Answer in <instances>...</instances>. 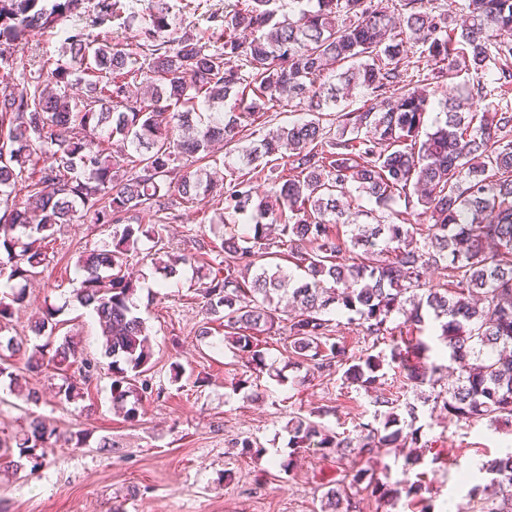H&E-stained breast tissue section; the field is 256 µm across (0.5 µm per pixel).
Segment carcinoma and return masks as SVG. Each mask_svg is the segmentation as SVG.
<instances>
[{
  "label": "carcinoma",
  "mask_w": 512,
  "mask_h": 512,
  "mask_svg": "<svg viewBox=\"0 0 512 512\" xmlns=\"http://www.w3.org/2000/svg\"><path fill=\"white\" fill-rule=\"evenodd\" d=\"M284 2L235 0L208 10L204 38L173 31V0H0L4 72L24 65L15 48L30 31L54 27L63 13L74 17L60 32L67 61L42 58L23 86L0 83V195L12 198L0 216L8 287L0 291V382L17 387L18 362L35 376L51 367L67 374L57 391L64 405L84 397L101 372L74 337L55 338L59 307L30 321L44 343L5 336L26 301L14 282L48 264L57 227L87 217L112 228L113 249L79 256L73 298L100 326L112 402L126 421H138V401L153 392V347L126 263L142 238L162 239L161 224L178 218L170 212L177 196L212 206L220 224L232 212L247 225L218 246L196 242L197 253L214 255L196 336L224 328V340L261 371L260 336L279 332L286 316L295 365L325 377L340 371L343 383L373 391V420L347 434L290 416L292 448L344 458L417 447V406L380 385L386 366L413 386L438 382L448 366L429 356L428 328L443 345L441 358L457 364L455 383L434 393V407L470 424L512 417V107L473 112L470 103L512 92V0H465L458 31L433 0H397L395 15L374 0H291L288 12ZM138 19L135 37L154 76L143 95L133 90L138 57L108 39L114 23L128 28ZM463 73L471 79L426 128L428 86ZM73 86L81 94L68 93ZM355 88L367 99L348 111L341 101ZM296 98L307 101L309 119L276 130L256 122L268 104ZM229 99L233 111H219ZM203 105L210 112H200ZM330 116L334 133L324 126ZM114 138L132 152L115 159L103 145ZM221 141L249 142L224 159L223 180L191 170ZM280 158L286 174L275 167ZM247 173L268 181L264 195L246 189ZM364 200L374 207L363 208ZM151 210L169 216L147 226L138 214ZM276 245L300 278L264 262ZM189 261L166 250L155 265L167 280ZM284 294L292 315L279 307ZM333 309L371 342L359 356L336 341ZM61 439L85 448L89 432L63 436L52 420L29 416L15 446L0 444V474L38 471ZM486 471L489 482L474 497L492 500L491 512H512V452ZM361 484L381 504L405 497L416 506L421 498L418 479L384 482L365 468L352 476L351 485ZM322 501V512H351L345 486Z\"/></svg>",
  "instance_id": "carcinoma-1"
}]
</instances>
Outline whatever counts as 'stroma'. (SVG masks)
I'll list each match as a JSON object with an SVG mask.
<instances>
[{"mask_svg": "<svg viewBox=\"0 0 512 512\" xmlns=\"http://www.w3.org/2000/svg\"><path fill=\"white\" fill-rule=\"evenodd\" d=\"M216 235L209 214L184 204L178 219L167 224L162 242L142 239L138 255L129 257L139 282L134 297L153 338L152 396L142 399L138 422L130 423L112 408L111 379L102 375L88 401L58 405L61 383L55 371L39 378L20 374L42 393L39 405L27 407L14 394L0 396V443L13 440L29 414L52 418L61 432L92 431L108 438V448L57 445L47 466L22 479L0 475V504L6 512H320L321 497L344 471L366 466V458H325L311 451L292 452L285 428L289 413L319 415L336 432L352 429L355 420H371L375 408L364 389L343 385L340 375L323 377L289 361L288 330L268 337V371L255 373L223 335L199 339L203 318L202 288L207 273L199 263L180 266L176 277L158 287L153 256L159 244L189 253L195 240ZM112 246V230L76 222L62 226L43 279L27 286V303L16 312L12 328L23 335L34 312L47 305L61 308L62 333L78 337L85 350L100 356V328L86 310L70 306L77 287L76 260L87 249ZM183 367L172 381V363ZM251 386L238 389L240 379ZM430 386L406 390L418 408L421 442L426 451L415 461L409 448L382 454L377 477L421 478L422 496L433 512H471L469 490L486 484L482 462L504 455L512 441V417L497 430L432 414L421 400ZM248 438L266 449L257 459L234 445ZM290 470H283V463Z\"/></svg>", "mask_w": 512, "mask_h": 512, "instance_id": "obj_1", "label": "stroma"}]
</instances>
